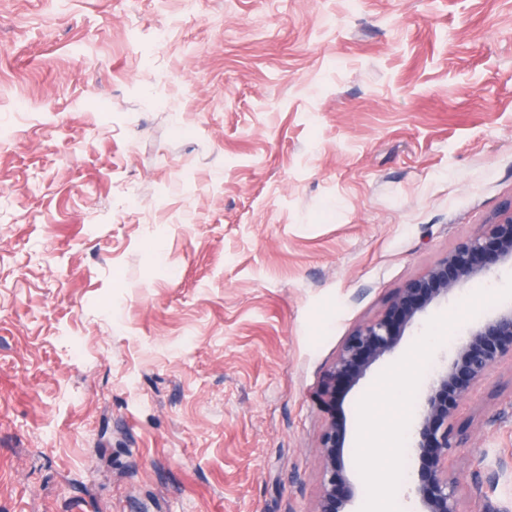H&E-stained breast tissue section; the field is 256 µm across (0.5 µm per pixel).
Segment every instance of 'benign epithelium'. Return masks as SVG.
Listing matches in <instances>:
<instances>
[{
  "instance_id": "7a95c632",
  "label": "benign epithelium",
  "mask_w": 512,
  "mask_h": 512,
  "mask_svg": "<svg viewBox=\"0 0 512 512\" xmlns=\"http://www.w3.org/2000/svg\"><path fill=\"white\" fill-rule=\"evenodd\" d=\"M491 253L499 261L512 260V208L456 243L425 273L396 291L378 316L353 329L328 370L327 399L336 402V383L356 385L376 361L393 352L403 332L432 302L456 295L476 276L491 275L493 264H481ZM506 359L512 360V306L471 329L446 368L430 383L416 432L422 458L421 479L415 489L419 512H461L460 484L448 473V452L462 444L454 424L455 411ZM342 439L343 425L332 415L320 435L322 462L315 512H350V496L343 493L350 479Z\"/></svg>"
}]
</instances>
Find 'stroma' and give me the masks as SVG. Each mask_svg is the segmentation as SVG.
<instances>
[{"mask_svg":"<svg viewBox=\"0 0 512 512\" xmlns=\"http://www.w3.org/2000/svg\"><path fill=\"white\" fill-rule=\"evenodd\" d=\"M1 120L0 512H314L332 413L352 512H413L415 449L364 480L363 409L413 427L512 264L320 394L512 204V0H0ZM456 423L462 512H512L511 362Z\"/></svg>","mask_w":512,"mask_h":512,"instance_id":"1","label":"stroma"}]
</instances>
